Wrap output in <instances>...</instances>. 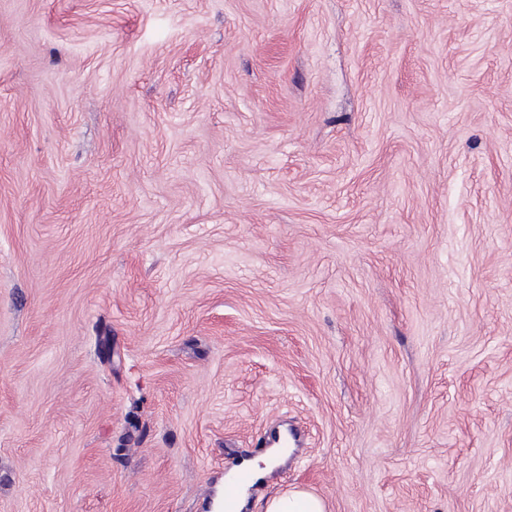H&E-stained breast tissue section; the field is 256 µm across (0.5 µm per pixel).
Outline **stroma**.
Listing matches in <instances>:
<instances>
[{
    "label": "stroma",
    "mask_w": 512,
    "mask_h": 512,
    "mask_svg": "<svg viewBox=\"0 0 512 512\" xmlns=\"http://www.w3.org/2000/svg\"><path fill=\"white\" fill-rule=\"evenodd\" d=\"M512 512V0H0V512ZM244 486H249L251 488L257 486V481L254 479L251 470L248 468H241L235 475L234 479L226 484L224 487V501L221 506L224 508V504L228 506L233 505L239 489ZM265 512H326L321 498L302 488L277 492L266 500Z\"/></svg>",
    "instance_id": "stroma-1"
}]
</instances>
